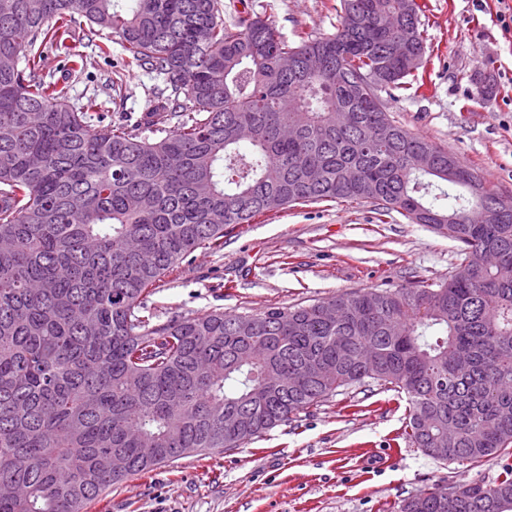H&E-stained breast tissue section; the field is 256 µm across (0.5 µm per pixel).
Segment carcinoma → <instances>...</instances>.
<instances>
[{"instance_id":"cac0c4a2","label":"carcinoma","mask_w":512,"mask_h":512,"mask_svg":"<svg viewBox=\"0 0 512 512\" xmlns=\"http://www.w3.org/2000/svg\"><path fill=\"white\" fill-rule=\"evenodd\" d=\"M128 2L0 0V487L27 490L0 512H87L367 382L406 396L424 454L500 461L396 512H512V207L458 158L444 176L448 150L389 112L428 52L421 7L340 0L336 33L291 44L258 15L224 23L221 0ZM83 21L162 79L154 138L99 127L97 96L43 74L42 46ZM284 53L328 67L286 72ZM437 182L470 198L444 207ZM368 200L458 243L445 281L153 322L150 290L195 250L291 205Z\"/></svg>"}]
</instances>
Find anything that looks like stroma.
<instances>
[{"label": "stroma", "mask_w": 512, "mask_h": 512, "mask_svg": "<svg viewBox=\"0 0 512 512\" xmlns=\"http://www.w3.org/2000/svg\"><path fill=\"white\" fill-rule=\"evenodd\" d=\"M224 19L255 13L288 40L328 37L340 0H223ZM430 46L418 85L389 105L392 117L456 153L501 194L512 195V0H418ZM44 73L67 80L72 100L98 94L106 123L143 117L159 78L119 41L80 37L46 47ZM494 81L493 97L476 81ZM114 81V96L104 94ZM458 245L399 214L380 222L372 202L294 205L191 253L148 299L157 321L212 310L258 312L340 293L448 277ZM406 399L365 383L301 411L243 447L190 455L129 478L90 512H393L420 491L475 478L496 461L448 464L404 436Z\"/></svg>", "instance_id": "stroma-1"}]
</instances>
